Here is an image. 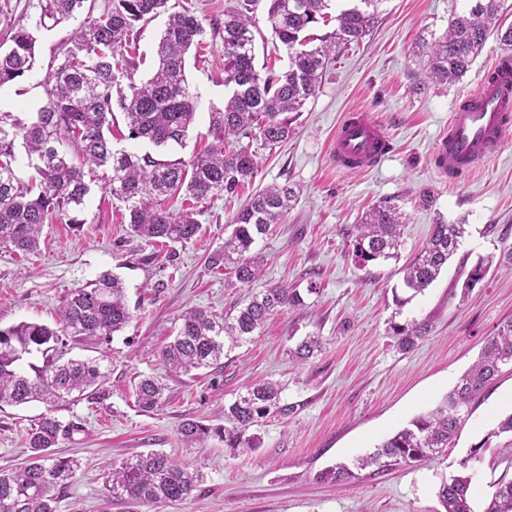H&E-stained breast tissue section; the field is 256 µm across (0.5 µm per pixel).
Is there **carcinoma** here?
Wrapping results in <instances>:
<instances>
[{"label": "carcinoma", "mask_w": 512, "mask_h": 512, "mask_svg": "<svg viewBox=\"0 0 512 512\" xmlns=\"http://www.w3.org/2000/svg\"><path fill=\"white\" fill-rule=\"evenodd\" d=\"M87 0H31L34 13L17 23L10 45L0 48V88L30 72L35 64L39 35L76 18ZM169 0H112L103 14L74 28L59 47V62L48 76L46 102L24 121L0 111V248L30 252L39 247L43 226L82 210L90 193L89 176L97 169L110 172L107 186L124 205L128 224L139 237L159 242H187L201 225L196 211H173L164 204L185 194L196 203L223 197L231 200L258 172L254 156L244 149L228 151L231 137L259 133L269 145L280 144L293 133V124L316 95L330 56L336 48L357 43L368 35L387 0H356L335 15L337 28L316 38L310 30L327 23L335 0H270L267 22L288 54L286 69L265 74L255 64L253 13L258 0H235L224 10V22L211 26L220 37L224 55V107L210 112L212 142L189 159L168 160L162 155L185 147L196 118V97L186 76L187 54L204 40L206 29L186 12H170ZM501 0H467L448 26V32L426 45L427 77L448 83L463 76L480 55L488 37L499 34L500 44L512 50V27L501 30ZM166 16L155 48L156 62L145 80L135 79V64L122 48L136 25ZM318 45H312L314 41ZM120 111L128 138L150 145L145 151L115 149L112 119ZM23 148L35 176L19 185L14 163ZM296 197L288 184L271 185L241 207L224 244L210 254L208 263L222 268L241 285L251 288L260 279L256 258L250 255L256 237L278 224ZM401 213L395 204L380 205L356 225L352 254L362 265L397 254ZM459 225L439 222L421 252L404 269V284L414 293L431 285L457 251ZM490 260L480 259L467 275L466 287L482 281ZM296 288L283 285L257 288L233 317H218L203 309L182 315V326L161 352L163 363L174 372L190 373L212 367L232 351L251 341L273 315L303 305ZM131 313L122 281L101 275L88 287L72 293L59 310L57 327L20 322L0 328V406L33 401L53 409L73 393L98 391L105 375L99 363L86 360L59 362L47 356L63 336L106 339L121 331ZM431 330L427 320H410L393 327L398 346L411 349ZM46 354L43 366L28 374L18 368L25 353ZM321 350L317 336L304 338L293 355L305 361ZM512 365V320L497 328L479 359L431 411L414 418L375 450L356 460L359 469L387 468L427 462L448 448L466 416L460 413ZM135 393L144 412L160 410L165 387L153 378L140 380ZM281 390L272 382H259L224 408V426L215 433L233 452L258 448L249 428L273 412L287 414ZM59 421L47 413L26 437L30 455L24 466L0 468V512H57L59 492L74 477L76 461L53 456ZM211 428L185 420L182 440L199 444ZM469 459L463 472L442 481L438 496L444 512H474ZM353 477L349 467H330L319 478L337 484ZM202 475L162 452L125 461L111 472L112 497L146 500L156 504L177 501L197 490ZM483 512H512V481L499 482Z\"/></svg>", "instance_id": "carcinoma-1"}]
</instances>
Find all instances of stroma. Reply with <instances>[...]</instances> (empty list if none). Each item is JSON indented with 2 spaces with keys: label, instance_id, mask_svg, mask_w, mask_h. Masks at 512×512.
Listing matches in <instances>:
<instances>
[{
  "label": "stroma",
  "instance_id": "stroma-1",
  "mask_svg": "<svg viewBox=\"0 0 512 512\" xmlns=\"http://www.w3.org/2000/svg\"><path fill=\"white\" fill-rule=\"evenodd\" d=\"M465 0H386L378 21L359 44L340 49L329 63L294 134L274 146L260 135L230 139L258 163L254 181L237 198H215L197 207L201 225L188 243L159 245L134 236L121 204L103 180L93 183L79 228L45 225L38 252L0 248V328L22 321L55 326L69 293L102 273L120 277L132 318L105 340H67L62 359L96 360L106 374L101 400H71L54 412L62 425L54 452L80 467L59 494L58 512H442L437 498L444 478L467 468L473 506L483 512L499 481L512 479V436L492 429L512 413V368L504 369L477 398L449 447L411 466L362 470L343 484L319 480L329 466L369 452L413 418L434 407L477 359L497 326L512 319V129L482 167L448 179L434 169L431 150L451 110L473 91L504 48L489 37L459 80L425 81L423 42L443 36ZM72 30L63 24L42 35L32 72L0 88V110L26 118L43 105L52 60ZM198 95L197 118L185 147L171 158H189L209 141L212 107L224 103V57L213 44L187 66ZM362 109L384 123L392 155L373 169L346 172L329 155V140L346 112ZM289 184L297 200L281 224L257 237L252 255L262 282L302 291L304 304L267 320L250 343L228 353L221 367L188 374L167 369L163 347L182 314L201 308L236 313L248 294L208 257L231 232L239 207L255 191ZM389 200L407 222L397 258L360 266L351 233L362 215ZM464 221L460 246L421 294L402 302V269L427 242L437 221ZM492 256L486 278L470 291L462 283L481 256ZM429 320V335L407 351L391 326ZM323 349L306 363L290 349L308 335ZM155 377L166 387L159 411H141L136 384ZM277 382L288 414H272L250 427L258 448L233 455L218 437L189 447L179 429L188 419L222 424L224 407L260 381ZM47 407L31 402L0 407V467L25 461L28 430ZM153 451L197 468L204 481L180 501L158 505L116 498L110 466Z\"/></svg>",
  "mask_w": 512,
  "mask_h": 512
}]
</instances>
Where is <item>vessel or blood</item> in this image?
<instances>
[{"instance_id": "b4317fda", "label": "vessel or blood", "mask_w": 512, "mask_h": 512, "mask_svg": "<svg viewBox=\"0 0 512 512\" xmlns=\"http://www.w3.org/2000/svg\"><path fill=\"white\" fill-rule=\"evenodd\" d=\"M512 129V57L501 56L477 88L453 109L433 150L435 166L449 177L472 172ZM388 130L371 113L352 111L337 125L329 152L337 168L363 171L391 152Z\"/></svg>"}]
</instances>
